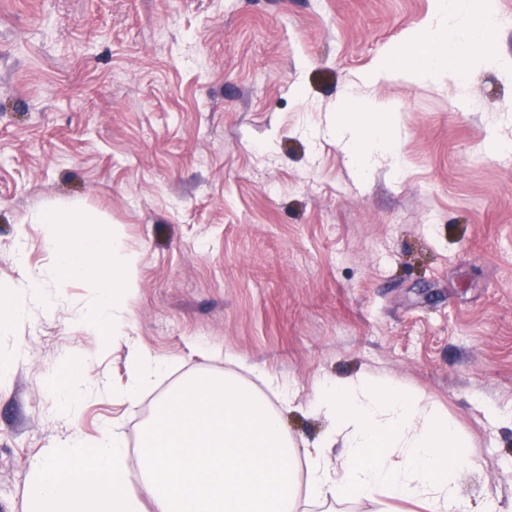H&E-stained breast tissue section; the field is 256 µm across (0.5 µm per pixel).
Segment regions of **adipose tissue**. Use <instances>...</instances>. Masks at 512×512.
I'll return each mask as SVG.
<instances>
[{
  "instance_id": "adipose-tissue-1",
  "label": "adipose tissue",
  "mask_w": 512,
  "mask_h": 512,
  "mask_svg": "<svg viewBox=\"0 0 512 512\" xmlns=\"http://www.w3.org/2000/svg\"><path fill=\"white\" fill-rule=\"evenodd\" d=\"M472 0H436L438 21L411 39L399 64L415 74L434 77L453 71L463 80L468 64L489 60L492 10L480 18L484 25L464 37L465 59H457L448 37V17L470 9ZM346 114L336 138L367 173L377 152L393 148L395 137L384 130L363 101L344 103ZM35 223L45 225L53 246L52 262L28 272L16 287L0 292V331L21 321L28 303H45L46 283L80 280L95 290L82 314L83 322L112 333L124 310L127 289L135 282V261L125 254L116 231L96 227L84 210L50 206ZM329 422L321 445L341 443L340 458L322 452L306 455V495L313 500L382 497V512H393L396 501L417 502L424 512H469L459 493L457 477L482 467L468 450L447 416L407 385L363 372L344 380H318L308 403Z\"/></svg>"
}]
</instances>
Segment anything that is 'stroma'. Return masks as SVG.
Returning <instances> with one entry per match:
<instances>
[{"instance_id":"35a3bbf8","label":"stroma","mask_w":512,"mask_h":512,"mask_svg":"<svg viewBox=\"0 0 512 512\" xmlns=\"http://www.w3.org/2000/svg\"><path fill=\"white\" fill-rule=\"evenodd\" d=\"M434 0H0V288L53 253L36 211L78 205L138 259L114 333L83 324L91 291L0 333V512H26L30 464L118 426L137 480L156 400L200 371L307 400L373 370L447 414L479 473L512 499V27L466 89L385 61ZM389 109L394 149L368 176L336 141L344 98ZM27 267L15 262L19 238ZM164 366L136 401L134 351ZM97 385L68 413L53 373ZM305 456L327 428L282 411ZM497 415H490V408Z\"/></svg>"}]
</instances>
